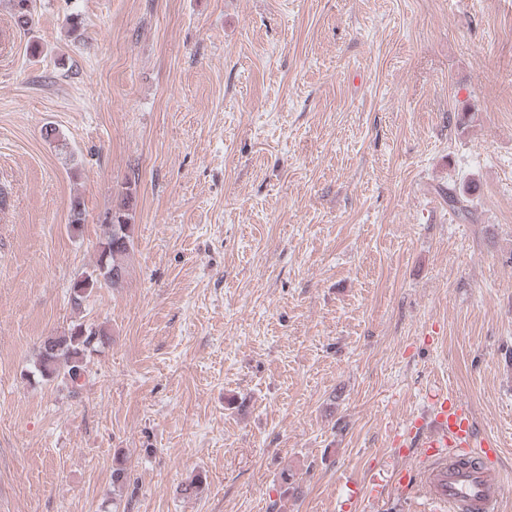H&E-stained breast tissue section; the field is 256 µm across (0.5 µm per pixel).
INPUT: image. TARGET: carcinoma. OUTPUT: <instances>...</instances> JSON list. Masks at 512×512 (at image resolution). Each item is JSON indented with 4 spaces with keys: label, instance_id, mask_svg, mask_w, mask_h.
<instances>
[{
    "label": "carcinoma",
    "instance_id": "1",
    "mask_svg": "<svg viewBox=\"0 0 512 512\" xmlns=\"http://www.w3.org/2000/svg\"><path fill=\"white\" fill-rule=\"evenodd\" d=\"M13 19L20 29L32 24L33 0H12ZM132 216L120 209L112 214L111 224L107 225L99 245V256L93 271L77 277L70 289V303L76 310L90 297L93 290L102 284L118 285L125 276V258L133 244L134 225ZM108 339L103 328H95L84 323H75L67 331L50 336L41 342L35 371L45 381L58 378L77 384L86 372L89 353L98 344ZM131 477L119 458H114L112 466V486L123 489L130 485Z\"/></svg>",
    "mask_w": 512,
    "mask_h": 512
}]
</instances>
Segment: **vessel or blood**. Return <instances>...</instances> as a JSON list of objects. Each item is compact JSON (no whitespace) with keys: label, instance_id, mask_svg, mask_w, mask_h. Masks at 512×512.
Here are the masks:
<instances>
[{"label":"vessel or blood","instance_id":"1","mask_svg":"<svg viewBox=\"0 0 512 512\" xmlns=\"http://www.w3.org/2000/svg\"><path fill=\"white\" fill-rule=\"evenodd\" d=\"M414 446L428 463L419 481L423 497L445 512H500L467 406L454 399L435 403L418 427Z\"/></svg>","mask_w":512,"mask_h":512}]
</instances>
